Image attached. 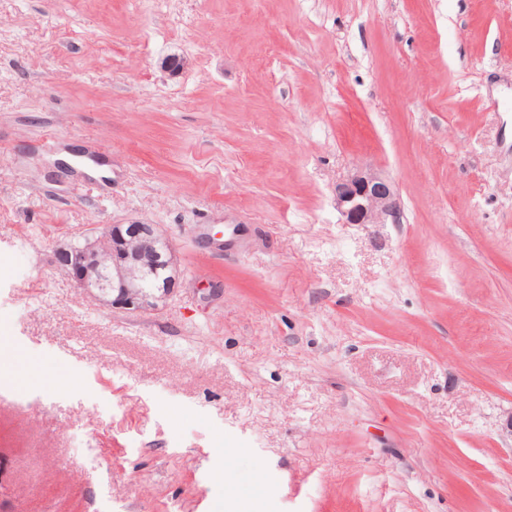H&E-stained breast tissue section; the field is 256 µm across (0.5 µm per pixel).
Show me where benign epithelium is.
Returning <instances> with one entry per match:
<instances>
[{"label":"benign epithelium","instance_id":"obj_1","mask_svg":"<svg viewBox=\"0 0 512 512\" xmlns=\"http://www.w3.org/2000/svg\"><path fill=\"white\" fill-rule=\"evenodd\" d=\"M336 208L349 224L399 223L394 185L357 168L336 186ZM108 252L109 263L101 261ZM53 263L100 303L133 311L167 304L181 284L174 248L157 224H107L79 241L61 244Z\"/></svg>","mask_w":512,"mask_h":512}]
</instances>
